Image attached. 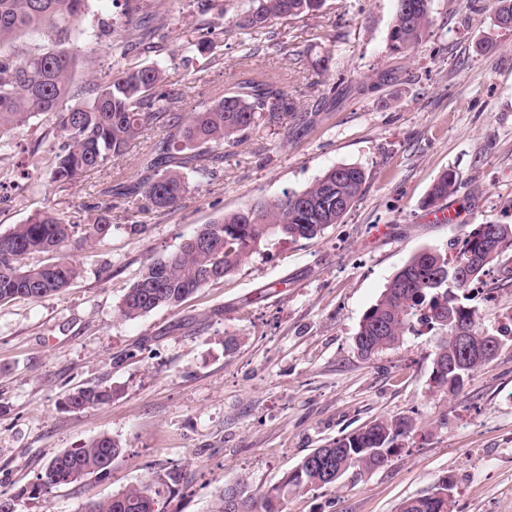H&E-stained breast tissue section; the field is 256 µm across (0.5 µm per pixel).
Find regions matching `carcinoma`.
Instances as JSON below:
<instances>
[{
    "mask_svg": "<svg viewBox=\"0 0 512 512\" xmlns=\"http://www.w3.org/2000/svg\"><path fill=\"white\" fill-rule=\"evenodd\" d=\"M224 0L223 16L250 35L276 18L308 16L322 0H252L247 10ZM430 0H397L389 35V50L403 53L416 47L430 24ZM88 0H0V143L30 119L48 113L59 116L62 143L51 180L60 189L84 180L112 161L124 157L129 143L163 119L171 132L152 141L142 166L148 175L134 184L119 182L103 195H135L142 214L174 207L189 190L188 173L202 180L212 175L205 161L224 159V148L239 145L261 125L276 123L297 108L283 88L264 78L237 84L224 95L189 112L175 111L179 93L166 66L152 62L136 68L116 67L106 81L83 85L73 82L78 55L65 47L70 29L85 14ZM125 37L113 42L122 59L134 32L144 22L142 0H125ZM30 33H41L50 43L20 48ZM73 102L65 108L63 104ZM366 182L365 171L354 165L334 166L301 191H288L274 201L258 200L225 214L184 241L173 253L147 264L124 293L118 306L123 320L140 318L159 308H174L201 288L234 272L247 255L270 237L315 238L341 222L352 209ZM456 187L448 171L432 185L425 206L432 208ZM112 205L100 206L93 223L81 229L55 211H37L24 224L0 233V302L23 298L38 301L69 287L80 276L75 260L61 257L30 266L31 253H59L103 244L112 235ZM500 244L499 255L482 262L484 246ZM512 251V227L480 224L464 241L455 258L437 249L420 252L407 261L364 313L355 343L366 357L391 349L416 324L426 323L445 332L435 359L434 382L450 392L460 389L476 369L491 361L490 345L501 337L480 329L476 310L466 305L468 289L486 275L499 256ZM461 267L462 278L448 289V274ZM465 342L456 337L457 331ZM112 399V389L95 386L68 394L72 412ZM412 432L407 419H376L338 438L325 449L324 464L303 457L279 484L258 492L244 483L227 485L220 492L216 512H283L288 498L303 489L334 483L337 474L351 470L376 471L402 450L399 438ZM121 452L116 441L101 436L81 448L64 451L46 465L31 497L49 489L104 475ZM450 481L442 480L425 496L404 500L398 512H452ZM158 490L134 486L105 500L94 501L87 512H156Z\"/></svg>",
    "mask_w": 512,
    "mask_h": 512,
    "instance_id": "carcinoma-1",
    "label": "carcinoma"
}]
</instances>
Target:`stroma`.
Wrapping results in <instances>:
<instances>
[{"label":"stroma","instance_id":"35a3bbf8","mask_svg":"<svg viewBox=\"0 0 512 512\" xmlns=\"http://www.w3.org/2000/svg\"><path fill=\"white\" fill-rule=\"evenodd\" d=\"M88 5L66 40L79 52V84L108 79L110 46L125 29L121 0ZM396 5L324 0L315 14L252 36L219 21V0L205 11L195 0L148 5L163 31L144 35L123 65L175 71L181 111L260 75L296 93L298 109L226 149L211 180L151 219L133 199H115L111 237L77 253L81 275L70 288L0 303V498L18 497V512H85L155 483L159 512H212L225 485L271 488L313 449L386 417L413 424L388 467L303 490L285 512H397L445 477L454 512H512V252L470 300L480 327L505 339L460 390L433 386L440 330L421 328L371 358L354 342L365 311L412 256L455 254L475 224L512 226V28L496 26L493 0H431L422 42L397 55ZM294 43L329 57L328 69L296 61ZM387 68L397 81L369 87ZM155 135L62 191L49 182L56 118L31 119L0 147V232L45 209L91 223L103 189L143 177ZM340 165L367 176L340 223L313 239L263 242L177 308L119 318L140 270L202 225ZM450 170L458 182L444 205L459 220L441 224L423 202ZM93 386L111 387V401L65 409L69 393ZM100 436L121 447L105 475L25 496L51 458Z\"/></svg>","mask_w":512,"mask_h":512}]
</instances>
